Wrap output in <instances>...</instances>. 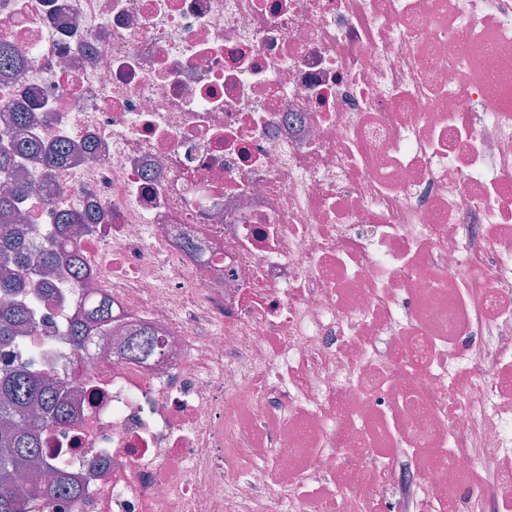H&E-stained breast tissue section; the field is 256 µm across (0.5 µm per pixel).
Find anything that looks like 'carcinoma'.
Wrapping results in <instances>:
<instances>
[{"label":"carcinoma","instance_id":"obj_1","mask_svg":"<svg viewBox=\"0 0 512 512\" xmlns=\"http://www.w3.org/2000/svg\"><path fill=\"white\" fill-rule=\"evenodd\" d=\"M21 66L12 47L0 43V71ZM35 110L18 106L9 114L10 126L0 129V179L9 189L0 193V512H31V505L41 500L50 505L59 498L77 500L79 487L64 474L65 465L43 454L40 431L32 424L39 412L45 421L66 420L64 388L31 369L24 359L26 333L35 319L20 301L31 288L29 275L35 267L51 268L59 263L69 265L73 285L84 279L78 256L77 231L87 234L101 221L98 212L67 213L60 218L55 231L44 235L38 249H33L32 225L20 223L21 206L32 187L16 175V158L21 154H37L45 167L55 170L68 157L64 146H46L27 137ZM102 327L112 322V306L93 297L88 298L83 316L74 319L69 335L74 346H82L88 335L87 324ZM161 343L150 327L138 325L121 346L122 355L130 360L158 355Z\"/></svg>","mask_w":512,"mask_h":512}]
</instances>
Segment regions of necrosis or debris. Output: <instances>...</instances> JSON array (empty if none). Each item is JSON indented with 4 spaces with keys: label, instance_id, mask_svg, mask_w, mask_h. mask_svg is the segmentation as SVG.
<instances>
[{
    "label": "necrosis or debris",
    "instance_id": "4bbe7bcc",
    "mask_svg": "<svg viewBox=\"0 0 512 512\" xmlns=\"http://www.w3.org/2000/svg\"><path fill=\"white\" fill-rule=\"evenodd\" d=\"M0 42V129L28 101L71 151L19 159L28 223L104 215L86 289L33 295L82 490L51 512L512 499V0H0ZM86 294L112 329L76 350ZM135 323L159 356L120 357Z\"/></svg>",
    "mask_w": 512,
    "mask_h": 512
}]
</instances>
